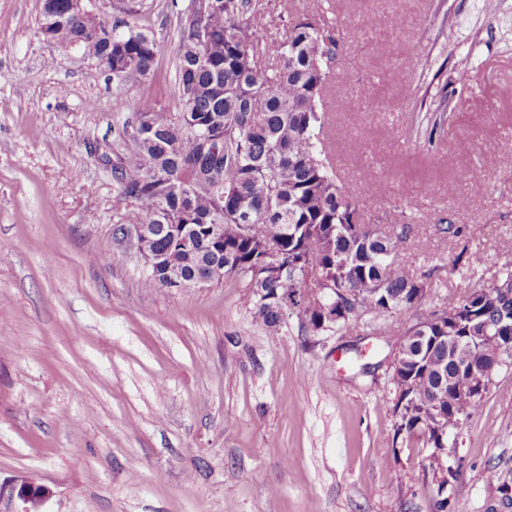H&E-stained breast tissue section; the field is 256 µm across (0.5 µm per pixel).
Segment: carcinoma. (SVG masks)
<instances>
[{
	"mask_svg": "<svg viewBox=\"0 0 512 512\" xmlns=\"http://www.w3.org/2000/svg\"><path fill=\"white\" fill-rule=\"evenodd\" d=\"M69 0H42L38 31L53 36L49 51H76L112 68L121 91L151 79L160 45L137 21L135 3H118L126 18L113 23L68 12ZM177 8L174 98L179 111L143 110L123 100L122 124L134 150L112 168L115 200L125 206L121 220L154 224L143 243L162 263L180 268L177 287H195L197 275L216 260L224 275L238 276L251 289L252 319L270 332L288 319L282 299L297 311L301 327L319 332L367 316L418 306L434 270L397 259L405 232L370 236L361 211L336 178L319 148L325 122L323 92L346 55L335 26L295 18L275 36L262 39L261 0H187ZM190 224L195 242L185 246L163 228ZM224 225L220 241L211 225ZM246 224L262 225L255 233ZM277 250L287 264L282 277L262 282L255 267ZM501 285L486 288L488 317L512 324V297ZM424 344H414L398 375L414 380L403 393L396 434L424 439L432 449L429 469L449 463L435 448L457 445L458 436L481 401L457 415L437 399L466 358L433 337L448 335V323L430 325ZM512 481L499 482L501 501L487 512L512 508Z\"/></svg>",
	"mask_w": 512,
	"mask_h": 512,
	"instance_id": "carcinoma-1",
	"label": "carcinoma"
}]
</instances>
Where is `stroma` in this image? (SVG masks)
I'll return each instance as SVG.
<instances>
[{"label":"stroma","instance_id":"stroma-1","mask_svg":"<svg viewBox=\"0 0 512 512\" xmlns=\"http://www.w3.org/2000/svg\"><path fill=\"white\" fill-rule=\"evenodd\" d=\"M262 2V37L291 15L336 27L349 63L324 92L323 140L352 195L385 184L364 222L407 225L403 263H457L386 323L409 327L512 270V169L497 164L512 153V0ZM40 9L0 0V489L36 478L51 491L42 512H435L429 448L395 434L394 344L353 321L307 333L293 314L270 333L235 276L144 286L104 160L121 98L99 69L51 57ZM138 9L161 50L156 78L127 93L175 111L176 18L169 0ZM475 186L482 206L458 208ZM458 454L450 510L486 512L492 474L512 469V365Z\"/></svg>","mask_w":512,"mask_h":512}]
</instances>
